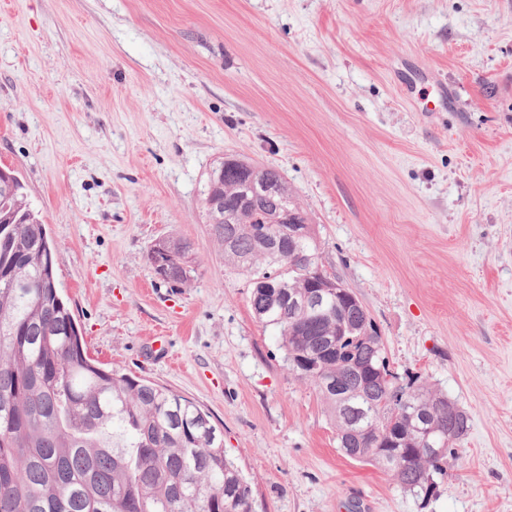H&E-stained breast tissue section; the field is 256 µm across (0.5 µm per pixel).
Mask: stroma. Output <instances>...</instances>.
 <instances>
[{"instance_id": "1", "label": "stroma", "mask_w": 512, "mask_h": 512, "mask_svg": "<svg viewBox=\"0 0 512 512\" xmlns=\"http://www.w3.org/2000/svg\"><path fill=\"white\" fill-rule=\"evenodd\" d=\"M228 154L280 172L391 367L468 413L432 496L338 452L255 318L205 218ZM0 168L89 354L208 413L256 512H512V0H8ZM189 246L186 243L182 244L181 250L178 251L174 257L168 258L166 262V258L169 255L173 254L174 248L173 243L170 242L168 239H161L156 242V245L154 246V254L152 256V251L150 253V260L152 263V260H154L155 267L157 269V275L162 278L163 280L172 281L171 278L166 274V263L170 267L171 270L176 271L182 262V258L184 257L186 251L188 250ZM183 280H173L172 282L178 283Z\"/></svg>"}]
</instances>
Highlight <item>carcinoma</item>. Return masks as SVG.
<instances>
[{
    "label": "carcinoma",
    "mask_w": 512,
    "mask_h": 512,
    "mask_svg": "<svg viewBox=\"0 0 512 512\" xmlns=\"http://www.w3.org/2000/svg\"><path fill=\"white\" fill-rule=\"evenodd\" d=\"M250 165L224 157V221L210 231L224 262L253 280L311 288L303 259H319L313 225L293 240L269 208H245ZM275 182L298 220L307 217L284 177ZM0 188V512H254L251 484L224 451V434L186 397L145 378L106 369L89 355L55 283L53 247L14 178ZM278 331L288 370L313 385L357 461L429 496L468 434L448 397L390 368L370 317L328 295L322 315L273 304L255 313ZM130 438L107 441L114 425Z\"/></svg>",
    "instance_id": "cac0c4a2"
}]
</instances>
